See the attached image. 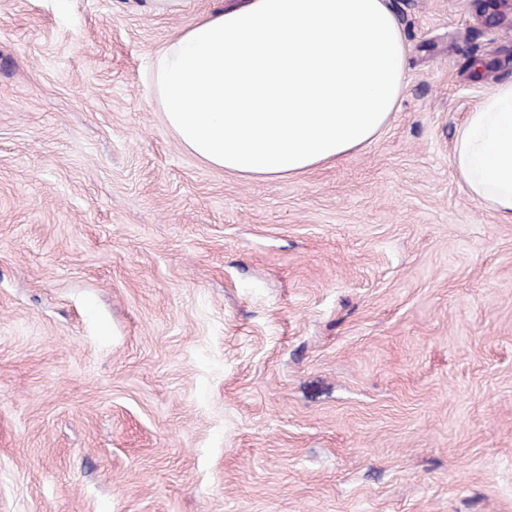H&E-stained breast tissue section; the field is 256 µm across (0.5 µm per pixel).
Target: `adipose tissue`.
<instances>
[{"label": "adipose tissue", "mask_w": 512, "mask_h": 512, "mask_svg": "<svg viewBox=\"0 0 512 512\" xmlns=\"http://www.w3.org/2000/svg\"><path fill=\"white\" fill-rule=\"evenodd\" d=\"M406 40L385 0H244L202 16L156 56L166 123L210 165L299 175L366 147L404 89ZM471 199L512 223V80L458 128Z\"/></svg>", "instance_id": "ef3b65f1"}]
</instances>
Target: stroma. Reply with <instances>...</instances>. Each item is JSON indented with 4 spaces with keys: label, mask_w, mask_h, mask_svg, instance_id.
I'll return each mask as SVG.
<instances>
[{
    "label": "stroma",
    "mask_w": 512,
    "mask_h": 512,
    "mask_svg": "<svg viewBox=\"0 0 512 512\" xmlns=\"http://www.w3.org/2000/svg\"><path fill=\"white\" fill-rule=\"evenodd\" d=\"M241 2L0 0V512H512V223L452 164L512 31L386 0L389 123L247 179L149 80Z\"/></svg>",
    "instance_id": "35a3bbf8"
}]
</instances>
